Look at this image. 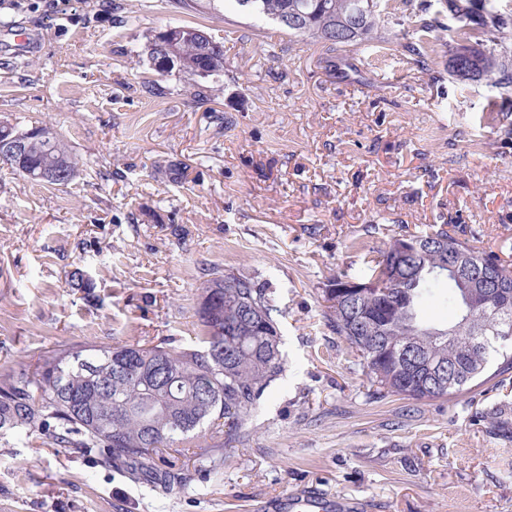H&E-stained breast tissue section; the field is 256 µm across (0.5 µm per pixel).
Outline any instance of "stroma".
Segmentation results:
<instances>
[{
    "label": "stroma",
    "instance_id": "1",
    "mask_svg": "<svg viewBox=\"0 0 512 512\" xmlns=\"http://www.w3.org/2000/svg\"><path fill=\"white\" fill-rule=\"evenodd\" d=\"M179 25L223 42L220 82L156 70L149 41ZM321 53L223 0L0 6V120L51 126L80 161L65 186L0 164V375L62 344H195L198 290L227 272L270 288L285 354L233 444L184 442L168 494L0 435V512H252L312 485L361 512H512V370L447 400L376 392L322 293L428 224L511 260L512 112L444 56L422 71L392 51L340 80ZM77 267L90 293L68 285Z\"/></svg>",
    "mask_w": 512,
    "mask_h": 512
}]
</instances>
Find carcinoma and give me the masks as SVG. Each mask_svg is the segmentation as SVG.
Instances as JSON below:
<instances>
[{
  "label": "carcinoma",
  "instance_id": "1",
  "mask_svg": "<svg viewBox=\"0 0 512 512\" xmlns=\"http://www.w3.org/2000/svg\"><path fill=\"white\" fill-rule=\"evenodd\" d=\"M246 14L272 20L296 37L322 44L319 64L345 79L357 56L401 48L412 64L429 68L448 53V74L485 81L497 103L512 102V10L498 0H232ZM294 19L297 26L283 25ZM189 27L179 73L224 75V43L210 45ZM416 245L401 256L404 243ZM467 257V277L441 275L451 255ZM358 276L334 275L323 289L327 325L342 337L377 391L416 401L447 399L484 377L495 361L512 369V344L489 340L504 324L493 309L471 310L460 325L465 293L481 277L497 278L512 294V263L476 245L458 224L430 225L392 237L366 254ZM354 282L357 289L347 287ZM452 313L444 325L424 310ZM274 298L243 275L206 281L196 309L202 347L169 348L138 342L113 347L60 345L32 372L0 377V432H39L54 444L96 448L103 461L163 491L184 481L159 469L164 448L199 437L204 425L231 438L284 371ZM453 327V335L442 333ZM413 346L400 361L391 348ZM450 365L432 373L425 358Z\"/></svg>",
  "mask_w": 512,
  "mask_h": 512
}]
</instances>
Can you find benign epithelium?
<instances>
[{"instance_id":"1","label":"benign epithelium","mask_w":512,"mask_h":512,"mask_svg":"<svg viewBox=\"0 0 512 512\" xmlns=\"http://www.w3.org/2000/svg\"><path fill=\"white\" fill-rule=\"evenodd\" d=\"M182 40V28L167 27L155 34L154 41L148 44V54L155 53L157 46H162L166 51L168 68L173 69L180 61ZM32 139L41 141L47 147L41 161L34 165L26 162L28 143ZM53 143L54 135L40 127L26 132H16L8 124L0 123V160L16 166L20 173L32 182L70 180L76 175V172L66 167L61 154L55 152ZM479 300L484 304H496V311L505 316L512 312L508 303L499 301V288L490 281L482 284L481 293L472 295L470 305H475Z\"/></svg>"}]
</instances>
